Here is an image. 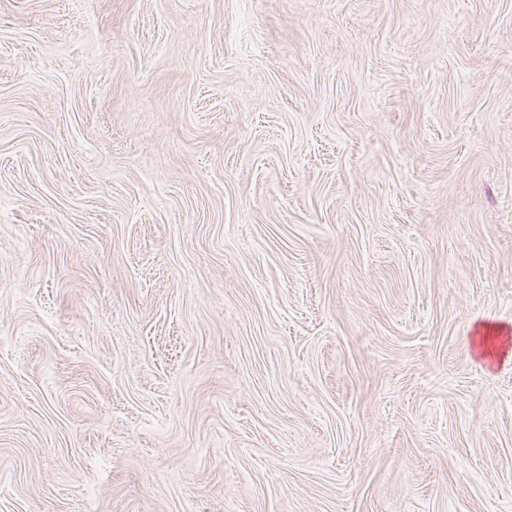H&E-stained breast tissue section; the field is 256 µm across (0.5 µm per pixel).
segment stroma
<instances>
[{"label":"stroma","instance_id":"35a3bbf8","mask_svg":"<svg viewBox=\"0 0 512 512\" xmlns=\"http://www.w3.org/2000/svg\"><path fill=\"white\" fill-rule=\"evenodd\" d=\"M512 0H0V512H512Z\"/></svg>","mask_w":512,"mask_h":512}]
</instances>
